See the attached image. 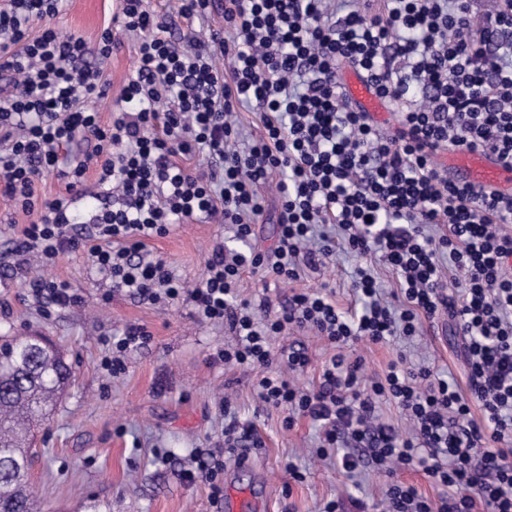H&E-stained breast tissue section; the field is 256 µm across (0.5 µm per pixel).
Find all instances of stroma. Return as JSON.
<instances>
[{
  "label": "stroma",
  "mask_w": 512,
  "mask_h": 512,
  "mask_svg": "<svg viewBox=\"0 0 512 512\" xmlns=\"http://www.w3.org/2000/svg\"><path fill=\"white\" fill-rule=\"evenodd\" d=\"M118 11V0H65L53 23L92 45L106 28L114 27ZM135 62V41L123 38L106 64L107 97L88 103L102 123L112 120L113 98ZM29 221L0 195V336H46L73 371L53 418L34 436L31 485L43 495L42 512H85L93 501L110 512H224L211 500L204 481L188 482L184 473L195 450L216 447L226 400L240 419L255 424L262 445L246 449L244 465L229 464L224 481L247 491L260 512H322L328 502L349 498L360 499L364 512H382L385 475L367 467L348 478L335 458H317V427L304 418L285 427L283 413L257 398L258 373L211 364V354L233 344L234 338L223 327L197 322L188 303L160 307L112 290L109 281L88 267L83 254L67 253L47 273L69 282L82 301L43 315L10 271L13 242ZM229 233L216 223L189 220L167 236L148 240L147 246L177 277L194 281L205 271L214 240ZM358 263V257L340 254L321 272L291 285L262 282L246 269L237 293L256 304L267 300L276 305L291 289L315 291L325 285L347 310L354 306L350 274ZM129 323L146 325L153 340L128 357L125 374L112 379L101 367L102 340ZM356 352L364 357L370 379L381 376L403 353L428 360L460 386L468 384L460 339L444 316L424 322L413 343L361 342ZM289 462L304 473V481L291 480L285 468Z\"/></svg>",
  "instance_id": "35a3bbf8"
}]
</instances>
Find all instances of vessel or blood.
<instances>
[{
	"label": "vessel or blood",
	"mask_w": 512,
	"mask_h": 512,
	"mask_svg": "<svg viewBox=\"0 0 512 512\" xmlns=\"http://www.w3.org/2000/svg\"><path fill=\"white\" fill-rule=\"evenodd\" d=\"M347 99L376 122L385 123L390 116L388 103L354 70L342 80ZM442 165L451 181L474 186L482 191L512 194V165L489 151L456 148L449 150Z\"/></svg>",
	"instance_id": "vessel-or-blood-1"
}]
</instances>
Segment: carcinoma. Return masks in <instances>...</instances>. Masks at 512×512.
<instances>
[{
	"mask_svg": "<svg viewBox=\"0 0 512 512\" xmlns=\"http://www.w3.org/2000/svg\"><path fill=\"white\" fill-rule=\"evenodd\" d=\"M71 367L42 335L0 341V512H39L29 491L34 427L52 418Z\"/></svg>",
	"mask_w": 512,
	"mask_h": 512,
	"instance_id": "cac0c4a2",
	"label": "carcinoma"
}]
</instances>
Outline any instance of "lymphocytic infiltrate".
<instances>
[{
	"label": "lymphocytic infiltrate",
	"mask_w": 512,
	"mask_h": 512,
	"mask_svg": "<svg viewBox=\"0 0 512 512\" xmlns=\"http://www.w3.org/2000/svg\"><path fill=\"white\" fill-rule=\"evenodd\" d=\"M224 0V27L172 38L169 14L144 0H120L118 31L96 46L62 35L51 21L62 0H9L0 9V192L32 220L15 241L13 268L36 299L62 309L80 303L68 282L27 278L29 260L54 266L83 253L114 287L151 304L188 302L198 321L227 329L234 344L214 363L260 372L257 397L307 418L320 431L319 457L338 451L346 476L362 464L391 472L418 468L439 487L423 496L393 480L384 512H512V196L449 181L436 156L448 147L479 149L512 163V0ZM134 36L137 65L101 124L84 102L107 92L102 65L117 33ZM355 68L398 116L383 132L347 102L338 80ZM262 112L265 134L236 146L241 109ZM91 145L84 160L58 169L75 138ZM206 170L191 168L197 152ZM112 192L94 221L82 224L73 199L86 173ZM62 194L38 195L50 174ZM276 186L282 206L272 253L245 255L216 241L202 279L187 285L146 242L188 219L235 227L247 243L264 213L262 188ZM447 232H440V225ZM376 258L396 274L382 292L372 267L352 275L356 309L337 307L332 291L292 290L274 313L238 298L240 271L294 281L319 272L337 246ZM463 286L450 296L444 268ZM447 315L462 338L469 391L433 367L399 357L365 378L359 342L386 344L415 335L423 321ZM314 332L332 348L317 386L300 387L311 358L277 337ZM153 339L127 324L103 339L109 376ZM393 403L407 434L382 422ZM479 402L482 419L471 417ZM224 445L197 452L185 473L212 500L224 497V453L261 446L253 424L223 407Z\"/></svg>",
	"instance_id": "f902f5d3"
}]
</instances>
